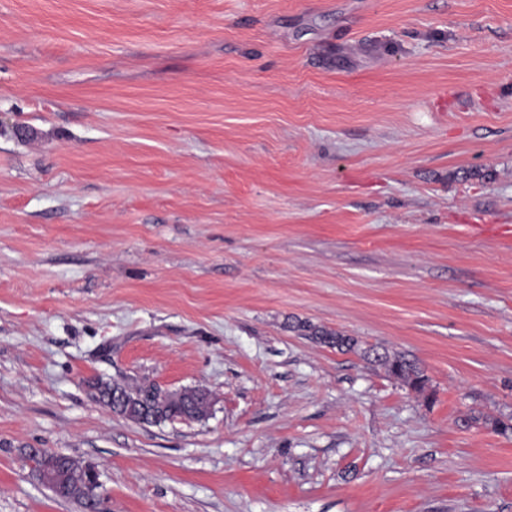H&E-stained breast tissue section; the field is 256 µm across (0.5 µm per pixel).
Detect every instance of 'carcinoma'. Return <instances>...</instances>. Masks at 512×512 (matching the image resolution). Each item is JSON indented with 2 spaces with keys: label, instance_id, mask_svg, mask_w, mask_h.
Returning a JSON list of instances; mask_svg holds the SVG:
<instances>
[{
  "label": "carcinoma",
  "instance_id": "cac0c4a2",
  "mask_svg": "<svg viewBox=\"0 0 512 512\" xmlns=\"http://www.w3.org/2000/svg\"><path fill=\"white\" fill-rule=\"evenodd\" d=\"M301 335L329 347L342 351L358 348V340L340 332H331L301 323L297 326ZM363 357L385 369L388 375L401 381L416 392L424 391L427 379L416 361L402 353L379 351L373 347L363 350ZM93 398L109 408L119 411L126 418L136 423L161 424L168 421L202 420L209 415V392L200 389H184L175 392H159L153 397L145 395L144 388L137 384L112 383L97 380L92 384ZM38 476L58 497L85 503L87 497L84 477L93 466L74 457L41 452L35 459Z\"/></svg>",
  "mask_w": 512,
  "mask_h": 512
}]
</instances>
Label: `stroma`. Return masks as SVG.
Masks as SVG:
<instances>
[{
    "label": "stroma",
    "instance_id": "stroma-1",
    "mask_svg": "<svg viewBox=\"0 0 512 512\" xmlns=\"http://www.w3.org/2000/svg\"><path fill=\"white\" fill-rule=\"evenodd\" d=\"M32 448L102 512H512V0H0V512H83ZM297 329L301 335L329 347H336L342 351H354L358 348V340L353 336L344 335L338 331L331 332L313 326L310 323H300ZM380 350L374 347L363 349V357L370 363L381 366L388 375L401 381L404 385L416 392H423L427 379L423 370L416 361L411 360L402 353L390 354L386 349ZM93 398L136 423L161 424L168 421L202 420L209 415L211 400L205 389L193 388L175 392L145 395L138 384L97 380L92 384ZM37 454L38 458H32L36 462L38 476L57 497L77 501L83 507L93 508L85 504L86 486L98 496L101 483L99 472L96 469L91 471L94 468L92 465L66 455H50L44 451Z\"/></svg>",
    "mask_w": 512,
    "mask_h": 512
}]
</instances>
